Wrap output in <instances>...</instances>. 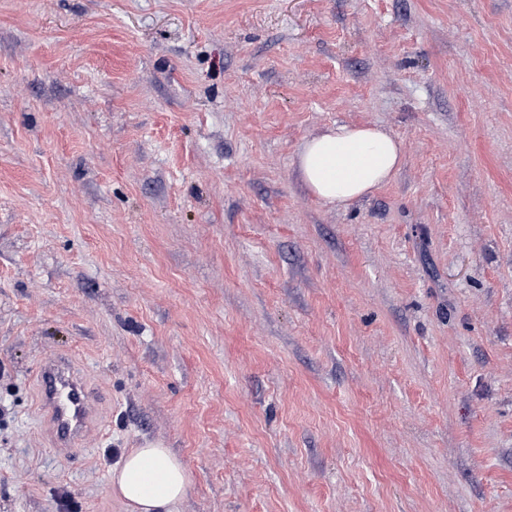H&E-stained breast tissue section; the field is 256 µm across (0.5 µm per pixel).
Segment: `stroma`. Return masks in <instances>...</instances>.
<instances>
[{
  "instance_id": "stroma-1",
  "label": "stroma",
  "mask_w": 512,
  "mask_h": 512,
  "mask_svg": "<svg viewBox=\"0 0 512 512\" xmlns=\"http://www.w3.org/2000/svg\"><path fill=\"white\" fill-rule=\"evenodd\" d=\"M336 123L404 145L345 208ZM0 367V512L151 443L174 512H512V0H0ZM403 156V143L389 132L372 125L343 124L306 141L296 164L316 199L347 207L391 180ZM36 377L54 447L81 450L80 442L95 428L93 406L81 376L68 358L57 356L43 361Z\"/></svg>"
}]
</instances>
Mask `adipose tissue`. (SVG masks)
Returning <instances> with one entry per match:
<instances>
[{"instance_id": "adipose-tissue-1", "label": "adipose tissue", "mask_w": 512, "mask_h": 512, "mask_svg": "<svg viewBox=\"0 0 512 512\" xmlns=\"http://www.w3.org/2000/svg\"><path fill=\"white\" fill-rule=\"evenodd\" d=\"M403 144L372 125H336L304 143L297 155L303 183L319 201L345 207L371 194L400 169ZM191 475L169 449H130L112 471L109 492L126 512H172Z\"/></svg>"}]
</instances>
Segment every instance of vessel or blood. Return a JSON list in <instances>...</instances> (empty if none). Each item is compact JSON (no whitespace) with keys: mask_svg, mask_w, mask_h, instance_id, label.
<instances>
[{"mask_svg":"<svg viewBox=\"0 0 512 512\" xmlns=\"http://www.w3.org/2000/svg\"><path fill=\"white\" fill-rule=\"evenodd\" d=\"M36 377L54 447L76 450L94 427L93 406L81 376L68 358L57 356L43 361Z\"/></svg>","mask_w":512,"mask_h":512,"instance_id":"obj_1","label":"vessel or blood"}]
</instances>
